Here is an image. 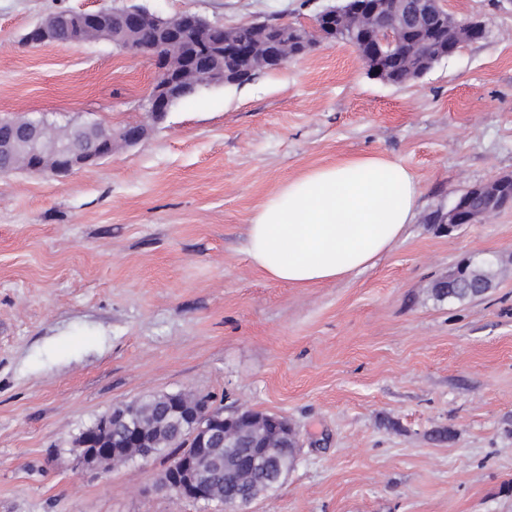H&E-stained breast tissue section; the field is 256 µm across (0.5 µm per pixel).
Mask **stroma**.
I'll list each match as a JSON object with an SVG mask.
<instances>
[{
    "mask_svg": "<svg viewBox=\"0 0 512 512\" xmlns=\"http://www.w3.org/2000/svg\"><path fill=\"white\" fill-rule=\"evenodd\" d=\"M338 0H0V118L148 126L68 174H0V512H208L160 484L167 452L107 471L73 443L120 403L187 392L288 419L301 446L250 512H512V206L454 232L431 214L512 175V0H450L484 39L395 86L317 43L152 121L157 74L111 40L24 44L64 10L138 6L234 27ZM381 153L420 191L373 266L308 287L245 252L254 208L308 168ZM485 295L432 298L463 257Z\"/></svg>",
    "mask_w": 512,
    "mask_h": 512,
    "instance_id": "1",
    "label": "stroma"
}]
</instances>
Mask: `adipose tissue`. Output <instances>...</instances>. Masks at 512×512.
I'll list each match as a JSON object with an SVG mask.
<instances>
[{
    "mask_svg": "<svg viewBox=\"0 0 512 512\" xmlns=\"http://www.w3.org/2000/svg\"><path fill=\"white\" fill-rule=\"evenodd\" d=\"M419 198L411 171L380 153L314 167L254 209L246 251L277 282L303 287L344 278L399 241Z\"/></svg>",
    "mask_w": 512,
    "mask_h": 512,
    "instance_id": "1",
    "label": "adipose tissue"
}]
</instances>
